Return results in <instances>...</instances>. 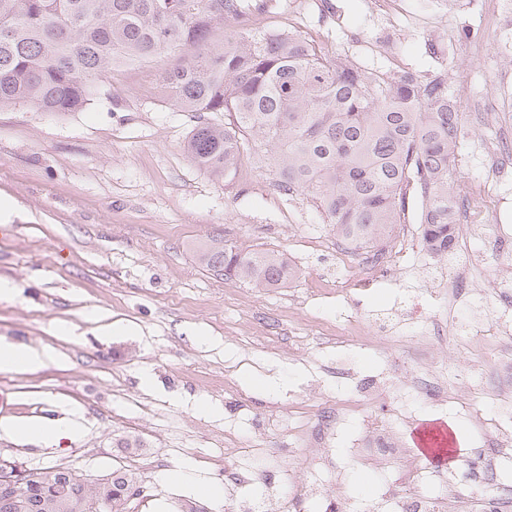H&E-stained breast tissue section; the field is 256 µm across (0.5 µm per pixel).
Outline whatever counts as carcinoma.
Listing matches in <instances>:
<instances>
[{
    "label": "carcinoma",
    "instance_id": "carcinoma-1",
    "mask_svg": "<svg viewBox=\"0 0 512 512\" xmlns=\"http://www.w3.org/2000/svg\"><path fill=\"white\" fill-rule=\"evenodd\" d=\"M250 11L249 0H0V110L75 112L115 67L190 48V59L162 74V88L195 113L185 150L196 166L228 179L258 148L277 191L305 194L355 249L377 247L405 223L413 191L427 251L448 257L464 120L448 76L369 74L296 32L245 28ZM233 25V37L215 40ZM196 255L212 274L257 288H283L295 275L282 254L221 235ZM127 484L110 477L91 489L55 466L24 484L0 479V500L34 499L41 512H127Z\"/></svg>",
    "mask_w": 512,
    "mask_h": 512
}]
</instances>
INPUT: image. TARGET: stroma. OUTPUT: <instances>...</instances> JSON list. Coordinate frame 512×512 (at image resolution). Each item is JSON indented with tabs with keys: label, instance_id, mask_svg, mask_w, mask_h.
<instances>
[{
	"label": "stroma",
	"instance_id": "1",
	"mask_svg": "<svg viewBox=\"0 0 512 512\" xmlns=\"http://www.w3.org/2000/svg\"><path fill=\"white\" fill-rule=\"evenodd\" d=\"M253 29L297 31L359 69L398 77L447 72L467 82L464 126L457 149V186L479 195L502 182L506 199L495 224L460 233L454 258L383 278L394 244L422 250L412 205L381 245L382 259L360 250L365 270L380 274L354 302L336 297L347 282L334 265L340 241L305 195L286 196L244 154L234 177L200 170L183 145L194 125L176 109L159 74L176 63L165 54L117 68L79 112H43L30 104L0 110V196L14 208L0 217V282L15 293L0 299V339L47 352L32 372H0V422L81 426L78 440L28 443L0 433V460L30 472L70 467L90 482L116 470L132 474L140 493L135 512H293L306 486H342L355 512H387L383 493L401 475L356 461L375 454L372 420L389 425L403 443L424 420L455 428V466L423 485L429 495L454 487L458 512H482L483 500L512 512V466L479 475L477 456L512 454L495 448L485 429L502 420L485 394L486 359L507 337L483 349L448 344L449 330L486 326L499 315L512 323V249L492 260L486 278L463 274L466 254L488 241L512 238V173L503 174L488 145L512 134V51L503 52L489 17L459 0H251ZM492 109V124L470 109ZM285 254L296 275L284 288H255L203 269L196 248L214 234ZM439 330L429 357L470 365L476 395L469 406L415 396L404 371L422 365L416 309ZM362 334L348 342L351 320ZM154 384L141 385L143 373ZM374 381L383 404L334 427L324 466L302 462L312 430L362 379ZM208 400L203 414L196 399ZM136 447H129V440ZM263 470L220 503L189 484L163 479L170 470L226 485L225 471Z\"/></svg>",
	"mask_w": 512,
	"mask_h": 512
}]
</instances>
